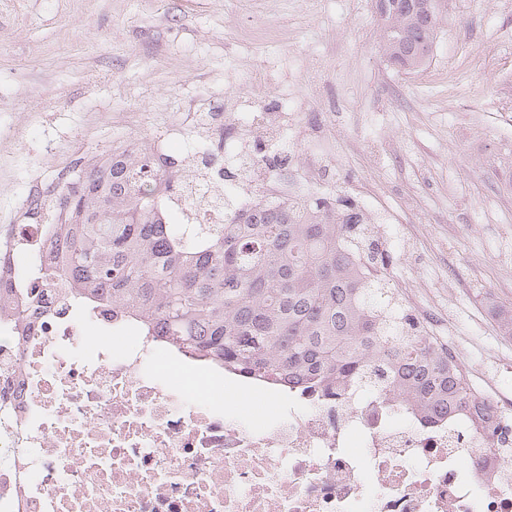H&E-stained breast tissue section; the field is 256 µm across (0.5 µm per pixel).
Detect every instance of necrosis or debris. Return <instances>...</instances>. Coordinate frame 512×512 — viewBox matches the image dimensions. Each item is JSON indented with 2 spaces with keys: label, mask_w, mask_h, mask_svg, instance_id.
<instances>
[{
  "label": "necrosis or debris",
  "mask_w": 512,
  "mask_h": 512,
  "mask_svg": "<svg viewBox=\"0 0 512 512\" xmlns=\"http://www.w3.org/2000/svg\"><path fill=\"white\" fill-rule=\"evenodd\" d=\"M321 146L300 203L327 191ZM0 316V512H512V463L462 417L357 386L286 392L169 345L55 280Z\"/></svg>",
  "instance_id": "obj_1"
}]
</instances>
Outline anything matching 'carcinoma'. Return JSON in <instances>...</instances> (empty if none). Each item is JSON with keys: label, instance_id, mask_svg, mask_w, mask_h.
<instances>
[{"label": "carcinoma", "instance_id": "cac0c4a2", "mask_svg": "<svg viewBox=\"0 0 512 512\" xmlns=\"http://www.w3.org/2000/svg\"><path fill=\"white\" fill-rule=\"evenodd\" d=\"M387 63L425 64L440 29L438 0H374ZM36 190L27 214L45 222V267L74 299L134 316L174 346L284 389L337 396L352 385L408 402L425 421L454 413L495 436L487 398L415 322L384 275L394 261L350 200L312 191L234 207L223 189L193 190L152 142H129ZM218 211L214 224H173L167 203ZM0 233V313L25 327V273Z\"/></svg>", "mask_w": 512, "mask_h": 512}]
</instances>
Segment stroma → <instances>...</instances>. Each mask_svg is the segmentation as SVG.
<instances>
[{"mask_svg":"<svg viewBox=\"0 0 512 512\" xmlns=\"http://www.w3.org/2000/svg\"><path fill=\"white\" fill-rule=\"evenodd\" d=\"M423 70L387 68L372 0H0V230L80 157L149 139L205 148L249 97L298 117L296 183L323 140L333 194L361 190L408 302L449 314L470 387L512 397V0H442Z\"/></svg>","mask_w":512,"mask_h":512,"instance_id":"1","label":"stroma"}]
</instances>
